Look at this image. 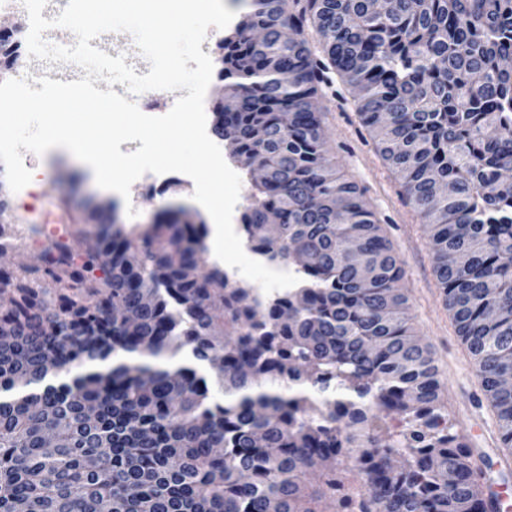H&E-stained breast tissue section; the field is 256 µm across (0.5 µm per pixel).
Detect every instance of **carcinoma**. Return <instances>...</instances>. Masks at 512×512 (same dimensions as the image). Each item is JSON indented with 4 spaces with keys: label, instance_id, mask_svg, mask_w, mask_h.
Here are the masks:
<instances>
[{
    "label": "carcinoma",
    "instance_id": "1",
    "mask_svg": "<svg viewBox=\"0 0 512 512\" xmlns=\"http://www.w3.org/2000/svg\"><path fill=\"white\" fill-rule=\"evenodd\" d=\"M286 3L252 0L224 38L213 135L266 163L242 230L297 286L259 304L202 269L207 225L184 208L127 230L113 202L88 205L81 252L46 246L56 294L0 270V512H488L402 263L313 98L331 72L354 93L512 448V0Z\"/></svg>",
    "mask_w": 512,
    "mask_h": 512
}]
</instances>
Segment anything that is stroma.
I'll return each instance as SVG.
<instances>
[{"instance_id":"obj_1","label":"stroma","mask_w":512,"mask_h":512,"mask_svg":"<svg viewBox=\"0 0 512 512\" xmlns=\"http://www.w3.org/2000/svg\"><path fill=\"white\" fill-rule=\"evenodd\" d=\"M322 112L325 149L337 173L358 184L367 207L379 221L382 234L400 258L404 277L399 283L407 299V316L414 336L428 345L442 388L440 402L448 413L451 433L465 442L480 444L484 435L496 432V417L482 390L477 368L465 344L457 335L444 294L433 271L429 238L420 217L404 196L400 177L384 164L375 150L371 131L362 123L352 93L340 80L319 89L314 100ZM48 162L51 175L26 199H18L10 187L0 188L8 209L0 216V263L19 278L55 292L56 284L44 274L41 254L48 239L34 234L32 224L60 198H67L74 212H81L86 199H115L121 223L147 227L166 206H182L198 214L192 205V187H175L163 195L153 194L143 180H136L129 198H113L95 180L83 174L70 152L58 149L37 156L25 153V166ZM137 210L129 218V210Z\"/></svg>"}]
</instances>
